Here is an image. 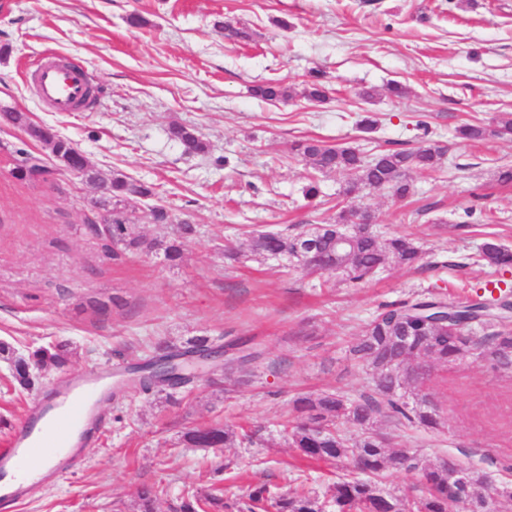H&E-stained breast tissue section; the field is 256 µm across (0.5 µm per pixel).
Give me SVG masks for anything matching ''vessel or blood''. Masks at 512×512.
Segmentation results:
<instances>
[{"instance_id": "obj_1", "label": "vessel or blood", "mask_w": 512, "mask_h": 512, "mask_svg": "<svg viewBox=\"0 0 512 512\" xmlns=\"http://www.w3.org/2000/svg\"><path fill=\"white\" fill-rule=\"evenodd\" d=\"M33 86L37 99L56 112L76 111L88 93L83 76L50 55L38 62ZM111 385L108 375L72 376L31 407L8 447L0 448L1 507L31 497L80 462L102 419V395ZM47 418L54 423V433L42 429L41 423ZM42 453L53 457V467L37 478L27 477V469L36 467V458Z\"/></svg>"}]
</instances>
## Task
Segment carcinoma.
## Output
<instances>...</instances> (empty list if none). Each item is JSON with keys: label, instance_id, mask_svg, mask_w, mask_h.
I'll return each instance as SVG.
<instances>
[{"label": "carcinoma", "instance_id": "1", "mask_svg": "<svg viewBox=\"0 0 512 512\" xmlns=\"http://www.w3.org/2000/svg\"><path fill=\"white\" fill-rule=\"evenodd\" d=\"M256 95L273 100H288L292 90L278 83H268L255 89ZM300 96L311 102L324 97L321 76L315 72L304 83ZM3 120L22 129L28 138L49 151L51 160L64 166L71 160L74 142L60 135L53 127L32 123L23 112H5ZM169 138L180 143L185 152L200 154L207 151V144L197 131L180 124L168 128ZM462 138L478 142L491 136L512 135V113L502 112L493 126L467 123L460 128ZM292 153L310 168L305 198L314 200L320 190L317 175L344 173L348 181L344 195L356 194L364 189L386 190L396 200L407 198L412 191L409 179L413 170H434L442 164L446 154L444 147L432 140L412 150L381 149L370 155L359 149L330 147L315 139L296 142ZM22 157L23 165L14 168V177L28 182L35 181L46 164L45 159L24 148L15 150ZM80 174L97 189L92 201L94 217L87 224L97 228L109 225L106 237L110 241V255L120 256L118 247L146 248L162 252L172 264L183 261V240L192 236L194 225L182 221L177 234L166 241H140L128 238V227L137 220L133 202L156 195L153 185L114 173L108 180L94 173L87 158L77 161ZM344 215L340 212L336 222L312 226L297 236L288 237L278 231L254 229L248 232L250 252L265 257L286 256L298 259L297 252L305 242L313 243L320 265L302 263L300 267L309 273L330 274L336 270V235L344 231ZM345 261L338 271L352 281L373 276L390 260L405 266H413L420 253L408 238L381 240L371 233H355L352 244L344 246ZM477 262L490 268L512 267V248L495 239L484 242ZM475 324L493 328L485 336L471 332ZM409 337L403 344V337ZM69 344L65 342L41 345L24 355L5 341H0V359L9 369L10 383L14 390L26 391L33 387L35 370L48 367L61 368L68 363ZM475 348L484 349L494 367L512 370V293H505L498 303L491 306L483 302V296L466 304H451L443 297L431 295L414 301L385 306L367 325L362 336L349 349L350 358L366 364L372 380V392L357 398L334 393L320 395L302 394L294 400L297 412L295 420L288 423V444L306 459L337 464L349 456L355 460L359 475L336 482L330 497L317 496L294 490L279 495L260 487L250 494V512H381L385 501H390L396 512H485V497L475 493V488L487 483V476L478 470H460L452 459L434 466L418 468L414 457L403 449L395 448L392 435L373 429L381 417H388L397 425L437 430L441 418L425 397L410 391L417 378H407L394 372V367L410 363L421 355L439 363L461 359ZM156 360H172L185 357L181 365H172L176 371L173 380L163 387H154L141 380L130 389L143 394L163 391L169 387H185L194 382L199 363L196 358L209 360L222 354L224 346L212 344L206 337L197 338L185 348L167 342L155 346ZM261 361V353L254 349L243 356V361L232 371L250 379ZM349 424L359 432V438L349 441L341 426ZM184 441L194 448H221L234 442L253 443L252 435L229 427L210 425L194 428L184 435ZM404 471L420 470L424 490L421 495L409 498L377 488L374 479L388 468ZM159 490L144 486L138 493L139 512H155ZM227 504L216 494L199 495L186 493L180 505L181 512H224Z\"/></svg>", "mask_w": 512, "mask_h": 512}]
</instances>
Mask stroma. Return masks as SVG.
<instances>
[{"label": "stroma", "mask_w": 512, "mask_h": 512, "mask_svg": "<svg viewBox=\"0 0 512 512\" xmlns=\"http://www.w3.org/2000/svg\"><path fill=\"white\" fill-rule=\"evenodd\" d=\"M133 13L146 26L130 25ZM220 20L245 38L226 40ZM3 44L0 111L53 127L101 178L120 172L154 184L175 221L150 223L139 201L131 236L167 239L181 220L196 233L177 266L155 251L107 258L104 238L85 222L95 186L68 174L17 180L15 149L42 147L0 120V341L21 353L55 341L72 351L23 393L0 362V448L61 380L128 368L151 357L154 343L206 337L263 352L244 385L229 376L212 384L208 367L177 402L164 392L109 399L81 465L14 512H139L145 484L163 491L157 512H178L189 489L223 496L234 512H246L261 485L329 496L354 463L309 460L289 447L281 425L297 394L368 392L369 371L348 349L385 306L437 293L461 304L491 284L512 286V268L472 261L488 238L512 247V185L495 180L497 165H512V136L472 143L456 133L465 121L490 125L512 112V0H0ZM46 51L84 68L95 88L90 108L62 113L38 103L22 73ZM314 70L326 98L311 103L300 90ZM394 81L406 86L403 97L389 93ZM266 82L295 95L255 97ZM365 114L377 120L373 132L358 128ZM174 123L200 132L207 152L185 154L168 137ZM304 138L366 154L429 138L447 153L436 171L411 172L408 200L383 190L342 197L347 177L332 173L310 201L308 169L290 156ZM341 205L370 210L381 238H411L418 267L391 262L371 280L327 289L321 277L287 272V260L247 250L231 260L220 250L252 227L294 235L334 221ZM420 391L437 405L440 430H398L385 419L378 428L396 431L398 447L421 465L451 456L487 473L512 512V371L475 350L427 365ZM215 422L255 429L253 444L187 447L184 432Z\"/></svg>", "instance_id": "stroma-1"}]
</instances>
